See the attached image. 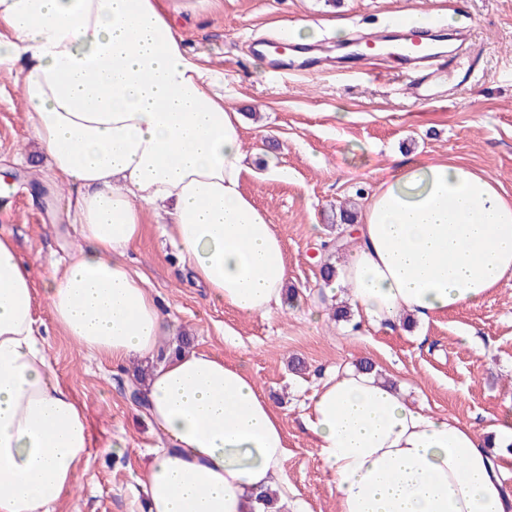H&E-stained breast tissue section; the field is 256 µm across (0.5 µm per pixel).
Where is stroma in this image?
I'll use <instances>...</instances> for the list:
<instances>
[{
  "label": "stroma",
  "mask_w": 512,
  "mask_h": 512,
  "mask_svg": "<svg viewBox=\"0 0 512 512\" xmlns=\"http://www.w3.org/2000/svg\"><path fill=\"white\" fill-rule=\"evenodd\" d=\"M188 55L220 76L242 115L240 135L248 168L244 192L267 211L288 264V298L269 315L245 317L208 301L181 248L146 224L131 252L175 335L244 365L280 410L288 435L282 479L288 498L279 512H336L331 475L302 426L303 406L320 378L341 366L373 363L414 406L450 414L493 435L512 406V283L476 308H458L429 322L394 330L332 316L306 315L314 301L331 305L324 262L341 264L346 251L324 242L348 234L339 208L362 210L387 168L412 159L456 162L498 180L512 198V0H166ZM413 11L431 16L434 35L464 31L472 77L446 100L424 104L410 95L408 73L394 59L354 58L342 72L314 77L275 74L252 52L260 39L280 37L283 23L313 24L320 54L339 60L335 25L350 37L390 31ZM347 112L339 122L336 112ZM38 150L26 128L20 87L0 75V196L19 251L30 259L34 288L50 262L65 258L75 239L62 200L66 189L46 179L33 161ZM38 316L49 330V354L60 383L83 407L92 446L86 471L57 512H145L135 475L157 434L125 392L135 369L98 360L53 331L47 303ZM304 361L291 371L290 358ZM124 440V455L109 450Z\"/></svg>",
  "instance_id": "1"
}]
</instances>
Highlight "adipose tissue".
<instances>
[{
  "instance_id": "1",
  "label": "adipose tissue",
  "mask_w": 512,
  "mask_h": 512,
  "mask_svg": "<svg viewBox=\"0 0 512 512\" xmlns=\"http://www.w3.org/2000/svg\"><path fill=\"white\" fill-rule=\"evenodd\" d=\"M0 27V73L20 84L46 173L70 185L78 241L45 288L55 326L115 364L171 335L129 264L149 213L211 302L279 307L283 242L242 190L241 116L185 54L164 0H0ZM354 236L338 283L358 317L389 330L478 306L512 277V199L459 163H400ZM41 326L29 266L0 230V512H55L89 457L86 416ZM137 389L165 440L136 476L149 512H252L257 493H282L281 418L244 366L186 350ZM302 422L338 512H512L504 467L473 425L373 375L327 373Z\"/></svg>"
}]
</instances>
